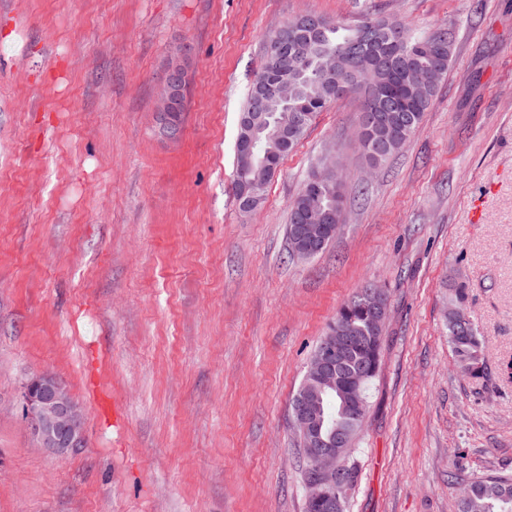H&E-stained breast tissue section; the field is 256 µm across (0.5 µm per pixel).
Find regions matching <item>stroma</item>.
I'll return each mask as SVG.
<instances>
[{
    "mask_svg": "<svg viewBox=\"0 0 512 512\" xmlns=\"http://www.w3.org/2000/svg\"><path fill=\"white\" fill-rule=\"evenodd\" d=\"M309 12L448 27L452 63L397 156L368 167L344 98L245 215L238 114L269 33ZM183 40L171 140L156 87ZM326 158L341 222L296 260L289 205ZM368 283L389 319L346 512H457L466 484L512 476V0H0V512H305L290 404ZM456 283L481 379L448 345ZM40 373L82 409L79 452L22 418Z\"/></svg>",
    "mask_w": 512,
    "mask_h": 512,
    "instance_id": "1",
    "label": "stroma"
}]
</instances>
